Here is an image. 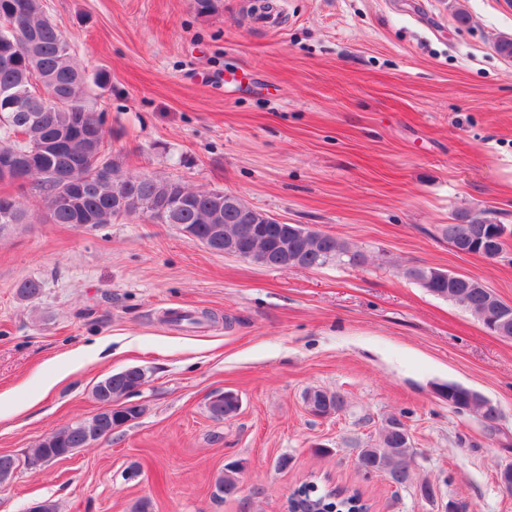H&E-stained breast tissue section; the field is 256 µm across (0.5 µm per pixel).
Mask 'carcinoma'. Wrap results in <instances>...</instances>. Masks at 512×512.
Segmentation results:
<instances>
[{
    "label": "carcinoma",
    "instance_id": "obj_1",
    "mask_svg": "<svg viewBox=\"0 0 512 512\" xmlns=\"http://www.w3.org/2000/svg\"><path fill=\"white\" fill-rule=\"evenodd\" d=\"M90 77L75 61L68 40L45 15L42 0H0V154H21L31 166L17 176L0 173L1 182L28 183L38 191L52 224H89L93 228L120 223L131 217H140L149 223L173 224L180 231H190L192 242L200 243L213 252H224V237L239 239L245 251L274 263L283 244H288V256H295L305 268L319 269L332 264L351 266L363 262L364 255L333 235L316 233L314 237L299 239L294 233L288 238L268 233L269 224L251 225L252 233H245L246 217L254 210L247 202L242 208L213 217L217 201L224 200V190H193L182 181L153 174L123 175L113 166L108 156V144L100 117L87 106ZM76 134L90 148L76 154L51 150L50 141L59 131ZM63 171L80 189L75 206L59 205L57 173ZM117 190L126 194L122 208L112 205ZM31 223L30 215L10 194H0V237L19 224ZM223 226L216 234L214 225ZM479 228L470 241H480L490 250H503L499 238L500 225L487 219L469 224L468 230ZM407 275L428 293L453 301L464 307L479 321H485V300L491 295L488 288L466 289L459 280L452 279L435 267H415ZM146 373L136 367H127L112 374V400L116 407L112 417L94 414L76 424L63 427L57 440L50 446L39 442L33 456L59 455L69 448L88 446L87 432L102 429V436L126 422L139 418L141 405L127 406L124 400L142 385ZM317 408L330 414L345 407L340 393L313 390ZM439 394L448 406L458 413L480 411L485 404L481 395L455 382L441 385ZM239 410V397L231 391L223 392L222 402L208 406L210 415L217 419L232 417ZM413 457L410 437L405 423L392 416L382 427L379 441L360 450L358 469L365 475L383 473L396 485L406 484L411 475L408 459ZM241 465L231 463L216 482V497H232L239 491ZM310 484L292 492L295 504L314 503L321 512H365L360 501L351 496L332 505L323 497H313Z\"/></svg>",
    "mask_w": 512,
    "mask_h": 512
}]
</instances>
